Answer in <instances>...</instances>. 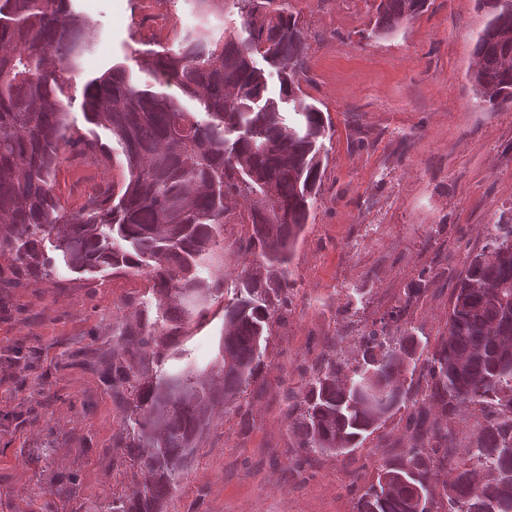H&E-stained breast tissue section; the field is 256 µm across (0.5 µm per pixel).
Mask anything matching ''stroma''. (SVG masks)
I'll return each instance as SVG.
<instances>
[{
	"mask_svg": "<svg viewBox=\"0 0 512 512\" xmlns=\"http://www.w3.org/2000/svg\"><path fill=\"white\" fill-rule=\"evenodd\" d=\"M93 28L70 89L69 121L105 155L61 156L55 198L78 210L127 174L111 133L87 123L84 84L121 64L153 83L143 60L180 29L240 25L235 0H73ZM305 33L300 87L331 122L328 160L312 216L292 252L294 286L257 381L215 419L173 489L166 512H355L356 491L402 455L401 410L346 456L309 453L296 468L291 406L311 366L352 356L362 332L407 305L402 326L422 353L445 330L451 292L501 211L512 208V106H479L468 73L486 22L476 0H428L394 33L369 37L373 0H288ZM434 280L421 286V273ZM154 305L147 275L84 280L57 263L52 280L0 291V512H41L31 491L50 490L54 512L91 503L142 479L115 440L123 402L96 370L66 366L71 353H109L129 302ZM223 305L181 340L184 362L218 353ZM29 360L20 369L17 352ZM79 483H70L69 473Z\"/></svg>",
	"mask_w": 512,
	"mask_h": 512,
	"instance_id": "35a3bbf8",
	"label": "stroma"
}]
</instances>
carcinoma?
Instances as JSON below:
<instances>
[{
	"instance_id": "obj_1",
	"label": "carcinoma",
	"mask_w": 512,
	"mask_h": 512,
	"mask_svg": "<svg viewBox=\"0 0 512 512\" xmlns=\"http://www.w3.org/2000/svg\"><path fill=\"white\" fill-rule=\"evenodd\" d=\"M237 2L246 36L197 30L150 62L159 83H175L206 119L178 97L142 87L120 64L85 83L84 113L112 132L128 178L70 211L51 191L60 155L104 153L74 132L64 105L89 23L72 0H0V256L11 260V277L0 275V284L49 277L48 241L88 280L146 273L156 299L154 317L131 305L100 363L126 407L120 447L149 475L107 512H165L215 408L236 403L257 380L273 322L288 313V263L321 186L330 125L300 95L303 30L286 0ZM425 4L379 0L371 33L393 32ZM479 7L488 20L475 39L470 80L479 102L498 109L512 105V0ZM256 53L277 71V99L266 96ZM284 103L296 120L286 119ZM226 224L251 225L233 251L261 264L238 278L224 305L221 359L209 370L188 364L157 374L153 366L181 355L178 337L224 296V278L201 272L224 267ZM494 227L460 274L426 361L400 327L404 304L360 338L354 362L322 359L294 402L298 447L345 456L407 407V378L422 368L425 396L409 417L407 448L358 495L356 512H512V216L501 213ZM484 403L510 417L487 418L469 463L452 462L448 419Z\"/></svg>"
}]
</instances>
